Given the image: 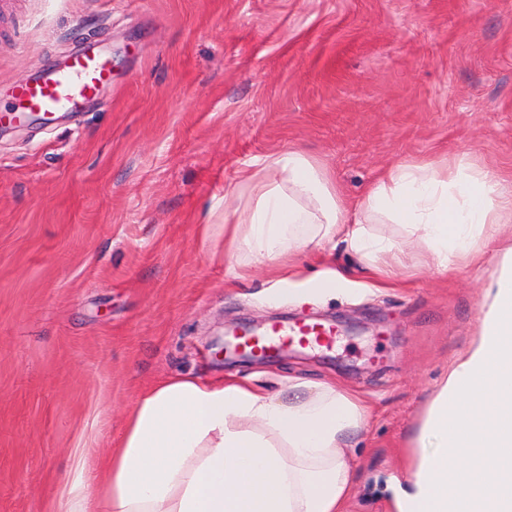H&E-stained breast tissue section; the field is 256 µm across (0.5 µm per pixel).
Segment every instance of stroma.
Listing matches in <instances>:
<instances>
[{
	"label": "stroma",
	"mask_w": 512,
	"mask_h": 512,
	"mask_svg": "<svg viewBox=\"0 0 512 512\" xmlns=\"http://www.w3.org/2000/svg\"><path fill=\"white\" fill-rule=\"evenodd\" d=\"M112 87L0 130V512H46L74 449L105 454L137 393L193 374L276 394L330 382L368 406L348 512H391L428 398L475 337L484 273L390 283L344 243L226 273L224 192L296 148L360 201L389 167L455 157L512 184V0H0L8 88L84 44ZM316 319L323 349L223 363L234 328Z\"/></svg>",
	"instance_id": "35a3bbf8"
}]
</instances>
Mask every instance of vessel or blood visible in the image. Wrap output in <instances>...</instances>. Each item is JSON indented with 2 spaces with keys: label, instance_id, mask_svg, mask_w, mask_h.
I'll use <instances>...</instances> for the list:
<instances>
[{
  "label": "vessel or blood",
  "instance_id": "1",
  "mask_svg": "<svg viewBox=\"0 0 512 512\" xmlns=\"http://www.w3.org/2000/svg\"><path fill=\"white\" fill-rule=\"evenodd\" d=\"M112 79L109 56L96 46H87L61 68L43 70L11 91L13 107L0 112V122L14 125L24 123L32 115L53 121L56 113L79 109L86 100L97 94ZM330 328L319 323H303L290 329L270 326L257 337L242 338L248 352L263 356L277 350L280 345H299L326 339Z\"/></svg>",
  "mask_w": 512,
  "mask_h": 512
}]
</instances>
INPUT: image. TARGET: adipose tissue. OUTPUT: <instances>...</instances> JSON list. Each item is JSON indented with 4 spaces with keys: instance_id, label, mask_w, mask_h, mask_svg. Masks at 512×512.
<instances>
[{
    "instance_id": "1",
    "label": "adipose tissue",
    "mask_w": 512,
    "mask_h": 512,
    "mask_svg": "<svg viewBox=\"0 0 512 512\" xmlns=\"http://www.w3.org/2000/svg\"><path fill=\"white\" fill-rule=\"evenodd\" d=\"M224 235L264 266L318 251L335 236L364 259L392 251L373 224H401L447 271L477 243L496 246L477 338L448 368L412 438L394 512H502L512 503V191L452 159L387 169L354 207L297 149L263 159L229 192ZM358 396L297 381L287 394L177 375L142 391L105 456L75 449L48 512H345L348 439Z\"/></svg>"
}]
</instances>
